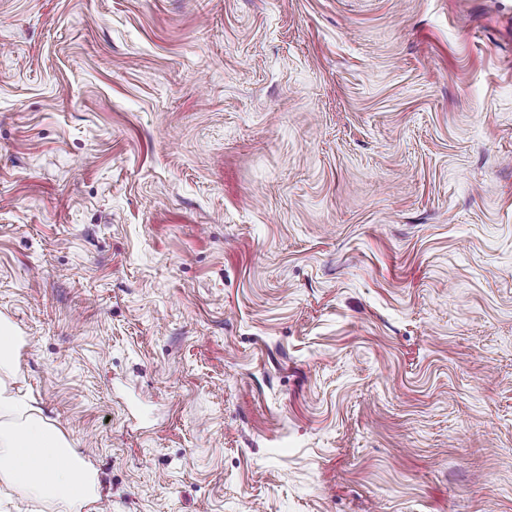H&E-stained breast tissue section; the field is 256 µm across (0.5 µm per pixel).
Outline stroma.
<instances>
[{
  "label": "stroma",
  "mask_w": 512,
  "mask_h": 512,
  "mask_svg": "<svg viewBox=\"0 0 512 512\" xmlns=\"http://www.w3.org/2000/svg\"><path fill=\"white\" fill-rule=\"evenodd\" d=\"M112 512H512V0H0V317Z\"/></svg>",
  "instance_id": "stroma-1"
}]
</instances>
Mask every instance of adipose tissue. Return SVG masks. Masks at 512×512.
Returning <instances> with one entry per match:
<instances>
[{
  "label": "adipose tissue",
  "mask_w": 512,
  "mask_h": 512,
  "mask_svg": "<svg viewBox=\"0 0 512 512\" xmlns=\"http://www.w3.org/2000/svg\"><path fill=\"white\" fill-rule=\"evenodd\" d=\"M21 339L0 318V485L59 505L62 512H97V472L66 434L14 389Z\"/></svg>",
  "instance_id": "adipose-tissue-1"
}]
</instances>
